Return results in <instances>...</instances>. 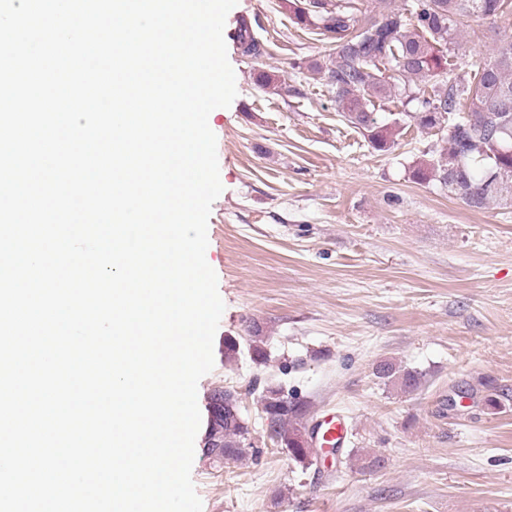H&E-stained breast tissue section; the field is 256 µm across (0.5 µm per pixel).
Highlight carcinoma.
I'll return each mask as SVG.
<instances>
[{
  "mask_svg": "<svg viewBox=\"0 0 512 512\" xmlns=\"http://www.w3.org/2000/svg\"><path fill=\"white\" fill-rule=\"evenodd\" d=\"M505 8V0H413L399 6L375 0L372 16L361 25L351 0H305L294 8V23L315 27L335 43L328 79L336 106L350 126L374 149H392L400 121L378 123L374 99L391 98L402 84L406 104H414L407 116L422 131L443 133L448 144L438 157L415 167L413 178L437 181L464 205L484 210L512 207V37L501 41L468 80L442 50L457 44L464 21L496 16ZM238 41L245 52H259V42L245 22ZM248 352L256 362L267 358L264 337L257 331L249 339ZM375 375L405 392L418 389L422 379L420 372L391 361L379 363ZM222 400L220 412L209 411L208 434H223L214 462L257 456L260 449L244 447L249 425L238 397L226 390ZM261 404L268 437L294 461L311 466L319 452L308 445L305 403L270 385Z\"/></svg>",
  "mask_w": 512,
  "mask_h": 512,
  "instance_id": "1",
  "label": "carcinoma"
}]
</instances>
